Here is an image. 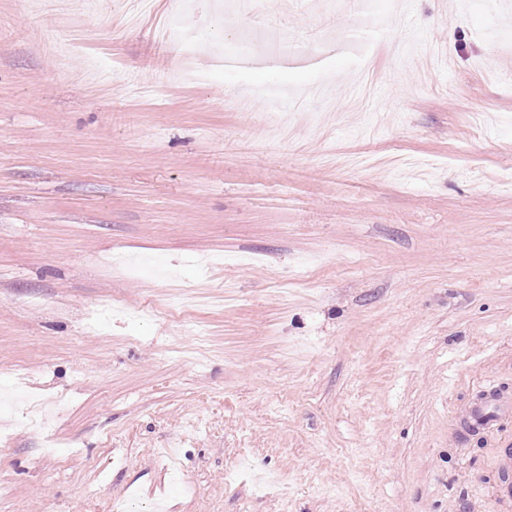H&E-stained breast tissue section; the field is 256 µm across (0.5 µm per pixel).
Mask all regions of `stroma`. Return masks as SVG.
<instances>
[{"mask_svg":"<svg viewBox=\"0 0 512 512\" xmlns=\"http://www.w3.org/2000/svg\"><path fill=\"white\" fill-rule=\"evenodd\" d=\"M265 2L319 49L0 0V512H512V0ZM179 2L188 7L176 12L171 17V22L167 31V39L172 40L179 38L184 51L194 52L199 42L209 38L210 34L208 27L203 24H193L181 30L179 27L180 18L191 11L190 6L194 4V1L181 0ZM510 412L512 414V406L501 401L499 396L490 397L472 408L469 419L484 430H489L494 427L497 419L510 415Z\"/></svg>","mask_w":512,"mask_h":512,"instance_id":"1","label":"stroma"}]
</instances>
